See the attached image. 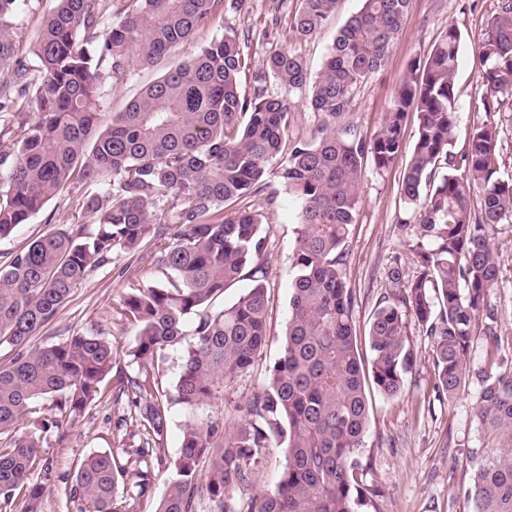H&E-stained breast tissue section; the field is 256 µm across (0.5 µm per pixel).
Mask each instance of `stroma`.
<instances>
[{"label": "stroma", "mask_w": 512, "mask_h": 512, "mask_svg": "<svg viewBox=\"0 0 512 512\" xmlns=\"http://www.w3.org/2000/svg\"><path fill=\"white\" fill-rule=\"evenodd\" d=\"M296 0H251L248 11H222L192 39L172 53V62L193 58L204 45L234 31L250 71L241 83L243 93L253 91L252 75L270 53L290 47L303 57L309 74H316L340 27L361 7V0H339L335 14L309 40L286 43V32L295 13ZM498 11L497 0H413L403 29L391 48L388 60L357 91L347 122L357 135L371 136L380 126L396 89L418 59L424 58L448 25L462 34V52L456 77L457 139L455 153L468 148V134L479 114L483 93L479 44L488 21ZM164 72L163 67L137 65L118 80L106 79L98 119L99 128L112 123L113 113L123 111L129 101ZM270 91L287 97L293 106L288 134L294 140H312L316 119L308 106L307 89H287L275 81ZM417 135V115L405 122L402 152L387 169L366 163L360 190L362 204L345 243L346 277L354 291L353 319L357 331H364L385 288L390 266H401L405 276L415 274L410 250L419 224L416 212L400 199L401 180L409 160V149ZM264 195L267 208L269 250L266 256L267 288L270 294V338L253 369L224 391L222 403L210 406V415L233 427L238 406L261 387L265 368L280 353L288 322L293 279L292 256L299 222L300 203L276 173H269ZM74 221L69 194L50 199L29 223L20 225L0 241V263L25 247L35 237ZM490 245L498 257L501 276L492 288L488 303L497 317L495 342L479 341L471 358L472 368L500 360L512 366V224L496 225ZM158 272L151 255L131 257L119 254L91 271L74 288L56 317L33 340L34 345L59 343L72 333L98 331L112 343L116 376L135 374L128 352L135 341L133 327L125 326L119 314L128 288L156 283ZM409 342L416 364L407 376L405 390L395 398L370 392L369 428L363 441V456L381 491L382 512H468L459 486L469 484L472 471L466 453L472 448H494L498 441L485 433L473 418L479 399V384L450 399L434 386L431 339L417 321L408 323ZM142 432L131 417L128 398L106 395L78 414L67 416L62 427L48 433L49 446L32 473L44 495L40 512H82L85 502L72 490L74 470L84 456L104 450L120 451L139 444Z\"/></svg>", "instance_id": "1"}]
</instances>
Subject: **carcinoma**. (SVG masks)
Returning a JSON list of instances; mask_svg holds the SVG:
<instances>
[{"mask_svg":"<svg viewBox=\"0 0 512 512\" xmlns=\"http://www.w3.org/2000/svg\"><path fill=\"white\" fill-rule=\"evenodd\" d=\"M30 2L0 0V139L13 142L0 151V240L76 183L83 191L75 210L89 223L40 235L0 265V347L11 353L0 363V503L18 500V512H39L43 489L32 471L44 433L59 427L41 417L19 433L17 423L47 397L61 411L82 412L103 396L113 368L112 343L99 332L39 347L31 339L92 268L150 246L163 282L124 296L120 315L136 328L130 355L138 370L115 385L116 395L135 396L146 438L119 455L95 452L77 463L74 492L87 512H137L154 481L153 458L171 473L155 512H196L205 500L211 512H381L362 462L367 387L388 398L403 392L413 368L408 317L430 336L435 387L450 398L466 388L477 337L496 335L486 297L500 267L489 232L512 223V179L498 176L495 120L512 99V0H500L480 44L485 119L473 124L460 156L453 147L462 36L453 25L411 67L370 138L343 124L357 89L385 66L412 0H362L311 83L318 134L290 145V104L268 91L266 78L300 88L305 62L286 47L271 53L247 96L240 81L248 62L233 31L169 69L96 132L102 63L115 80L136 64L154 65L224 8L248 10V0H56L38 26L35 69L12 60ZM337 2L298 0L292 39L313 35ZM410 112L418 129L401 199L419 214L410 245L417 271L407 279L401 268L388 269L389 288L361 347L343 246L362 203L364 165L395 162ZM275 162L301 206L280 354L236 431L227 433L222 418L190 423L179 454L168 459L170 406L191 411L223 399L270 337L269 225L256 208L226 206L258 197ZM245 270L252 285L213 310ZM176 346L178 378L162 395L151 367ZM475 377L478 425L512 439V370ZM272 446L284 464L274 487L257 492L254 475ZM469 462L472 483L462 488L469 512H512V447L473 451Z\"/></svg>","mask_w":512,"mask_h":512,"instance_id":"1","label":"carcinoma"}]
</instances>
